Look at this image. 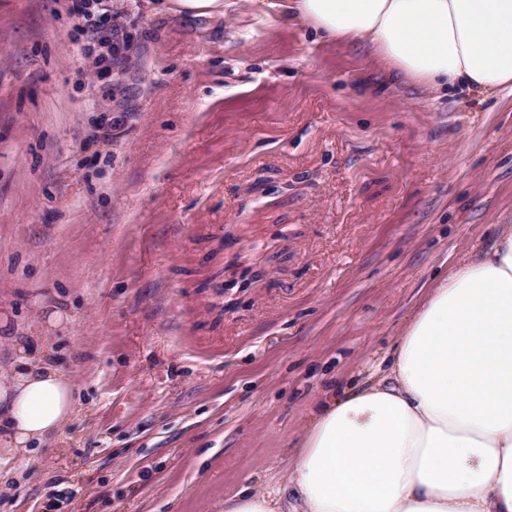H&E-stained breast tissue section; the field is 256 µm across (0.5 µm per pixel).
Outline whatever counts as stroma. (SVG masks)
<instances>
[{"label": "stroma", "instance_id": "35a3bbf8", "mask_svg": "<svg viewBox=\"0 0 512 512\" xmlns=\"http://www.w3.org/2000/svg\"><path fill=\"white\" fill-rule=\"evenodd\" d=\"M66 7L0 0V319L77 396L0 452V512H224L512 224V90L436 97L259 0ZM166 1L163 10L195 16L223 17L224 0H157Z\"/></svg>", "mask_w": 512, "mask_h": 512}]
</instances>
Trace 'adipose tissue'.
Segmentation results:
<instances>
[{
	"label": "adipose tissue",
	"instance_id": "adipose-tissue-1",
	"mask_svg": "<svg viewBox=\"0 0 512 512\" xmlns=\"http://www.w3.org/2000/svg\"><path fill=\"white\" fill-rule=\"evenodd\" d=\"M330 42L367 41L432 90L512 89V0H287ZM0 380V448L61 435L69 380L14 338ZM278 492L239 491L224 512H512V226L458 257L362 387L325 393Z\"/></svg>",
	"mask_w": 512,
	"mask_h": 512
}]
</instances>
